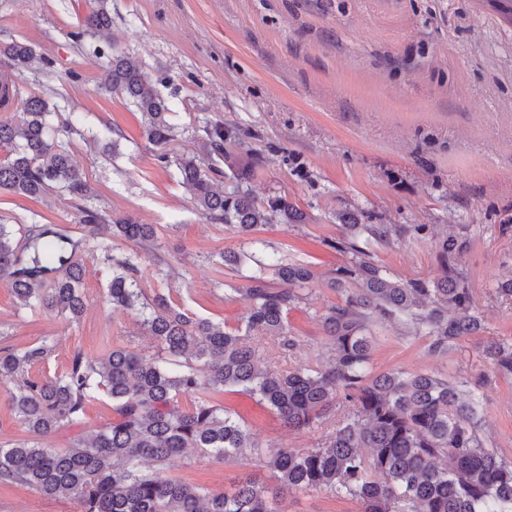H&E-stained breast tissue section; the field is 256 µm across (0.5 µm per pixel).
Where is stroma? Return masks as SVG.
I'll return each instance as SVG.
<instances>
[{
  "label": "stroma",
  "mask_w": 512,
  "mask_h": 512,
  "mask_svg": "<svg viewBox=\"0 0 512 512\" xmlns=\"http://www.w3.org/2000/svg\"><path fill=\"white\" fill-rule=\"evenodd\" d=\"M90 0H0V43L20 40L49 57L77 83H54L68 103L59 119L80 118L88 135L68 147L106 212L153 225L155 251L143 254V288L164 294L195 318L240 327L248 304L237 292L256 266L219 270L221 251L248 246L197 210L191 193L158 166L142 117L100 85L102 63L73 38ZM110 38L142 60L148 76L166 71L176 90L172 121L182 130L171 148L194 151L197 117L238 133L237 151L253 160L256 201L283 197L309 216L305 224L261 229L266 255L309 264L316 278L288 322L298 346L281 355L276 339L257 345L271 367L323 365L329 357L319 318L339 299L326 281L349 254L330 248L341 238L337 217L366 212L377 224H428L467 235L457 258L483 323L447 355L433 356L406 315L374 322L371 367L442 378L485 379L481 436L512 460V375L499 374L484 353L489 340H512V298L498 281L512 277V24L489 0H112ZM0 222L14 236L29 224H54L78 238L83 230L69 196L0 193ZM374 260L402 281L440 274L429 238L406 234L370 243ZM85 310L69 321L56 312L20 307L0 279V349H23L52 337L48 361L32 374L63 371L75 351L99 358L121 345L147 351L134 314L105 301L110 271L92 248L82 253ZM221 403L244 418L262 452L317 447L338 421L291 430L245 394ZM168 476L228 491L238 478H267L256 455L232 462L174 459ZM287 512H358L356 501L326 492L289 495ZM76 502L0 483V512H78Z\"/></svg>",
  "instance_id": "obj_1"
}]
</instances>
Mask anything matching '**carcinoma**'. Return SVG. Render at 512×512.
I'll return each mask as SVG.
<instances>
[{
  "label": "carcinoma",
  "instance_id": "cac0c4a2",
  "mask_svg": "<svg viewBox=\"0 0 512 512\" xmlns=\"http://www.w3.org/2000/svg\"><path fill=\"white\" fill-rule=\"evenodd\" d=\"M78 38L99 35L111 23L109 0H92ZM93 56L106 59L102 87L127 99L143 116V130L157 164L188 187L208 219L245 238L266 224H305L308 215L282 197L259 203L247 183L251 160L227 145L235 132L206 120L195 132L200 152L189 156L168 149L176 127L163 89L169 79H149L142 63L98 44ZM9 68L32 71L48 87L62 76L53 62L29 44L0 45ZM23 107L20 124L0 121V192L44 194L52 189L77 201L79 223L103 263L112 267L107 302L136 314L142 334L155 352L114 347L98 359L77 351L65 371L32 377L29 369L53 349L49 339L24 350L0 349V378L18 377L8 404L31 438L0 445V482L29 486L35 492L75 501L79 512H284L276 507L287 490L321 491L357 501L361 512H512V462L487 448L480 436L482 399L468 380L369 368V324L409 315L425 329L428 352L448 353L463 336L482 329L473 311L467 277L456 257L466 240L432 237L442 274L434 280L401 282L383 273L360 241L388 243L409 231L428 233L426 224H373L369 215L337 216L342 238L328 246L352 254L327 286L342 302L320 316L332 352L325 367L298 366L280 371L263 362L253 339L274 336L286 353L297 346L288 327V311L303 300L315 278L301 263L279 261L266 281V268L248 276L236 292L249 303L243 328L193 318L162 294L148 297L142 288V255L134 250L112 256L113 241L97 236L110 223L112 236L139 246L154 243L155 229L128 215L108 216L93 205L94 191L74 165L67 145L83 135L78 121L52 122L56 103L39 95L23 96L6 74L0 75V108ZM74 240L54 224H33L23 246L0 224V277L8 281L20 305L31 311L56 310L77 319L84 311L80 294L82 265ZM485 354L500 374H512V343L491 340ZM105 393L114 418L89 439L78 438L62 451L42 448L38 439L85 424L87 407ZM243 392L267 405L288 427L305 429L337 404L348 408L317 448H279L261 459L270 483L246 478L234 492L211 491L169 477L168 461L195 453L226 462L255 450L242 417L212 398L213 393ZM194 396L191 406L180 400ZM368 452H363V449Z\"/></svg>",
  "mask_w": 512,
  "mask_h": 512
}]
</instances>
